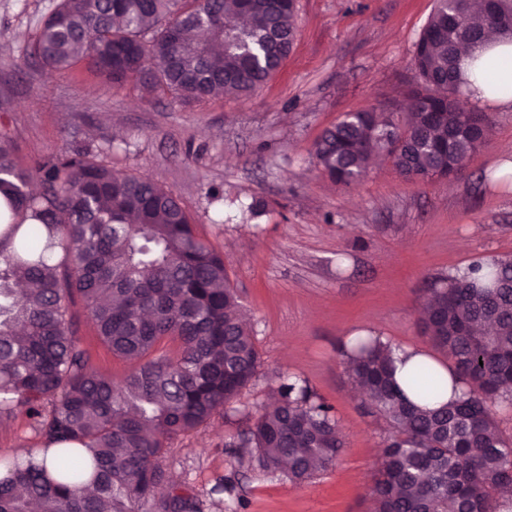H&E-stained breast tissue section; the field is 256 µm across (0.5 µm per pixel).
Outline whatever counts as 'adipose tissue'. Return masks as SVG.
<instances>
[{
	"label": "adipose tissue",
	"mask_w": 512,
	"mask_h": 512,
	"mask_svg": "<svg viewBox=\"0 0 512 512\" xmlns=\"http://www.w3.org/2000/svg\"><path fill=\"white\" fill-rule=\"evenodd\" d=\"M512 60V41L488 33L482 49H464L460 54V71L465 79L461 94L472 104L494 109L512 108V83L505 84L486 68V61Z\"/></svg>",
	"instance_id": "ef3b65f1"
}]
</instances>
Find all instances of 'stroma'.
I'll use <instances>...</instances> for the list:
<instances>
[{"label":"stroma","instance_id":"stroma-1","mask_svg":"<svg viewBox=\"0 0 512 512\" xmlns=\"http://www.w3.org/2000/svg\"><path fill=\"white\" fill-rule=\"evenodd\" d=\"M56 4L0 0V128L21 162L89 149L173 190L223 255L261 357L223 412L170 441L173 481L203 499V512H368L389 429L353 393L342 348L361 330L429 348L419 326L429 278L512 258V179L497 175L512 111L491 110L493 136L459 175L410 181L384 160L345 187L318 169L314 143L346 113L399 112L434 0H296L297 39L270 79L246 96L201 100L44 68L31 45ZM256 200L265 208L255 216ZM71 313L92 367L124 378L131 362L99 342L83 302ZM284 378L333 406L345 440L302 483L230 446ZM220 477L230 492L210 495Z\"/></svg>","mask_w":512,"mask_h":512}]
</instances>
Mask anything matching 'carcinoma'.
<instances>
[{
	"mask_svg": "<svg viewBox=\"0 0 512 512\" xmlns=\"http://www.w3.org/2000/svg\"><path fill=\"white\" fill-rule=\"evenodd\" d=\"M279 0H59L31 55L56 70L84 64L121 86L135 81L202 99L214 90L246 95L279 68L297 35L295 4ZM457 19L465 45L500 33L477 0L448 12L436 0L416 44L411 111L363 110L326 129L316 165L350 185L373 157L407 179L459 172L475 140L448 142L467 119L458 98L459 59L442 31ZM0 423L23 413L39 451L0 460V512H202L197 495L169 486L167 442L223 412L257 374L260 356L239 315L223 256L200 239L173 191L95 160L89 150L23 168L0 132ZM420 324L448 356L462 397L437 408L443 380L426 364L392 377V344L354 337L344 367L392 429L370 488L373 512H495L512 487V438L489 405L512 404V260L481 272L432 279ZM80 299L112 355L137 366L116 382L94 370L70 311ZM165 338L175 359L153 358ZM276 402L243 432L258 466L302 482L345 447L334 408L308 385L282 383Z\"/></svg>",
	"mask_w": 512,
	"mask_h": 512,
	"instance_id": "cac0c4a2",
	"label": "carcinoma"
}]
</instances>
